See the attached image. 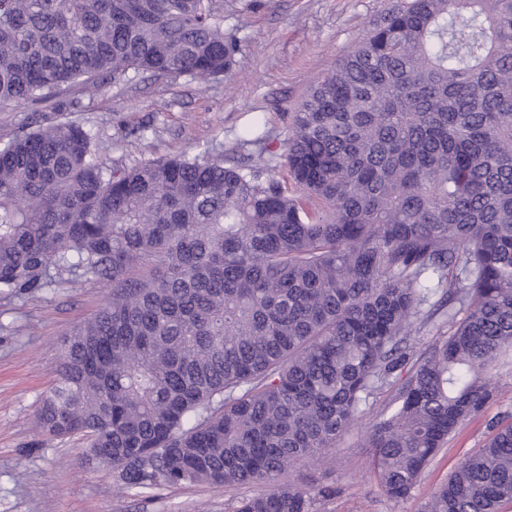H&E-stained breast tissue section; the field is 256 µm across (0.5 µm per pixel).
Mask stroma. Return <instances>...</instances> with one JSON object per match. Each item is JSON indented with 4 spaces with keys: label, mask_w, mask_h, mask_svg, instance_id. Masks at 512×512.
<instances>
[{
    "label": "stroma",
    "mask_w": 512,
    "mask_h": 512,
    "mask_svg": "<svg viewBox=\"0 0 512 512\" xmlns=\"http://www.w3.org/2000/svg\"><path fill=\"white\" fill-rule=\"evenodd\" d=\"M224 28L238 43L231 76L203 83L144 73L76 94L74 120L98 130L106 166L210 150L249 163L242 129L265 124L263 150L285 176L291 112L314 83L352 52L389 0H223ZM50 105L0 109V138L47 125ZM108 288L93 278L62 275L51 288L0 293V512H235L241 499L265 491L255 483L163 487L148 494L121 490L111 472L84 464L81 441L51 439L36 424L42 397L56 382L63 340L93 316ZM512 422V373L502 372L494 396L450 437L410 494L392 499L374 477L361 432L352 429L334 451L283 474V485L331 489L316 512H423L432 492L467 455L483 447L497 425Z\"/></svg>",
    "instance_id": "35a3bbf8"
}]
</instances>
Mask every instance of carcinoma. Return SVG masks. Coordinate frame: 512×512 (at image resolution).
Here are the masks:
<instances>
[{"label": "carcinoma", "mask_w": 512, "mask_h": 512, "mask_svg": "<svg viewBox=\"0 0 512 512\" xmlns=\"http://www.w3.org/2000/svg\"><path fill=\"white\" fill-rule=\"evenodd\" d=\"M221 0H0V105L111 75H229ZM285 166L209 152L106 168L60 120L0 141V291L62 272L112 288L64 340L37 412L123 490L269 489L236 512H313L281 486L395 388L361 438L404 498L512 366V0H390L290 116ZM448 340L410 337L436 315ZM512 502V423L425 512Z\"/></svg>", "instance_id": "carcinoma-1"}]
</instances>
